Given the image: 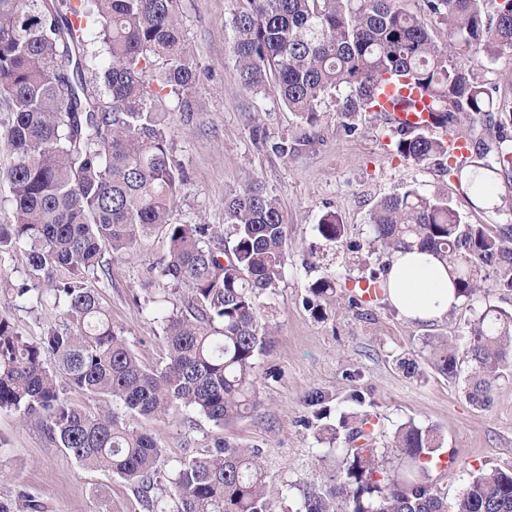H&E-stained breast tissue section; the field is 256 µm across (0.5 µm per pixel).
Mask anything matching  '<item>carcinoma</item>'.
<instances>
[{
	"mask_svg": "<svg viewBox=\"0 0 512 512\" xmlns=\"http://www.w3.org/2000/svg\"><path fill=\"white\" fill-rule=\"evenodd\" d=\"M231 20L232 53L242 85L260 91L274 81L282 103L304 122L317 121L334 101L342 126L376 111L380 85L406 79L429 100L432 120L466 136L468 156L455 166L448 139L421 129H390L395 155L417 165L456 172L471 205L512 209L492 187L512 175V125L484 63L512 53V0H245ZM178 0H0V137L10 148L6 170L14 220L0 224V254L26 251L30 283L0 276V298L52 307L41 340L25 341L0 312V410L42 422L49 440L83 467L112 472L142 493L146 512H269L268 475L257 448L217 444L207 456L181 462L170 477L173 510L150 495L161 455L156 438L126 415L156 420L187 407L217 425L254 405L255 360L271 335L261 298L276 288L288 264L278 199L249 185L225 200L229 241L214 240L207 224H174L172 206L183 183L170 154L172 114L194 117L195 72L177 16ZM447 30L438 42L433 30ZM108 55L97 61L88 46ZM92 71L86 79L84 70ZM174 98L173 112L156 100ZM470 119L493 128L476 136ZM371 244L380 257L413 248L448 269L463 302L512 292V227L496 232L471 224L448 195L412 186L382 198L369 215ZM163 226L169 254L148 286L190 285L179 312L165 318L167 358L146 368L112 326L89 277L108 271L106 256L130 253ZM326 241H343L346 227L328 211L316 226ZM384 267L362 277L386 291ZM319 315L336 296V282L309 286ZM473 363L467 395L483 407L498 381L512 375V311L485 309L464 335ZM433 366L458 374L460 360L446 337L431 342ZM76 387L98 400L70 403ZM332 397L314 388L302 399L304 425L340 449L332 483L300 490L296 512H512V468L476 467L448 503L434 483L442 441L431 426L409 420L389 448L373 446L365 412L330 422ZM125 409L121 414L114 405ZM41 512L32 497L0 499V512Z\"/></svg>",
	"mask_w": 512,
	"mask_h": 512,
	"instance_id": "obj_1",
	"label": "carcinoma"
}]
</instances>
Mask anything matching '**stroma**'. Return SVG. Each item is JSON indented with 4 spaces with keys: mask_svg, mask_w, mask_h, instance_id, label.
I'll return each mask as SVG.
<instances>
[{
    "mask_svg": "<svg viewBox=\"0 0 512 512\" xmlns=\"http://www.w3.org/2000/svg\"><path fill=\"white\" fill-rule=\"evenodd\" d=\"M245 0H180L178 19L196 70L192 94L195 117L173 121L168 130L174 160L185 181L172 208L181 224H209L226 235L224 200L235 190L258 184L276 195L285 220L288 265L262 310L272 326L271 341L256 358V406L232 422L217 425L182 408L157 419H133L154 434L163 450L153 493H170L169 478L183 460L204 456L216 442L258 448L269 475V512H296L299 482L329 483L333 452L304 424L301 399L320 388L336 400L351 392L363 396L377 424L376 447L391 444L397 426L415 420L436 428L444 456L453 464L441 478L450 489L469 479L472 466L512 467V378L498 383L489 406L466 396L471 370L456 376L434 368L426 342L432 336L462 340L476 313L490 303L512 310V293L459 304L433 324L407 322L387 299L350 309L355 280L378 268L369 247V213L382 197L411 185L425 193L447 192L473 224L512 225V211L472 208L455 177L432 165H415L392 155L379 116L347 134L334 107L323 104L319 120L307 127L288 110L274 88L253 92L238 78L232 56L230 21ZM287 144V153L277 150ZM347 226L339 244L316 230L326 211ZM169 250L165 228H156L133 254L116 256L108 272L90 280L102 306L145 367L167 355L163 318L179 305L175 290L148 295L144 281ZM335 279V298L323 315L306 304L316 278ZM419 365L406 374L399 359ZM26 491L44 512H145L141 494L106 470H88L48 440L36 419L0 410V499Z\"/></svg>",
    "mask_w": 512,
    "mask_h": 512,
    "instance_id": "35a3bbf8",
    "label": "stroma"
}]
</instances>
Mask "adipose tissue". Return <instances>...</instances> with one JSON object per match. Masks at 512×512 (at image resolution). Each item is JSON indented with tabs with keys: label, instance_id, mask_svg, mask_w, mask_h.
I'll return each mask as SVG.
<instances>
[{
	"label": "adipose tissue",
	"instance_id": "1",
	"mask_svg": "<svg viewBox=\"0 0 512 512\" xmlns=\"http://www.w3.org/2000/svg\"><path fill=\"white\" fill-rule=\"evenodd\" d=\"M385 279L389 302L411 322L441 320L458 303L445 267L435 256L416 249L394 253Z\"/></svg>",
	"mask_w": 512,
	"mask_h": 512
}]
</instances>
